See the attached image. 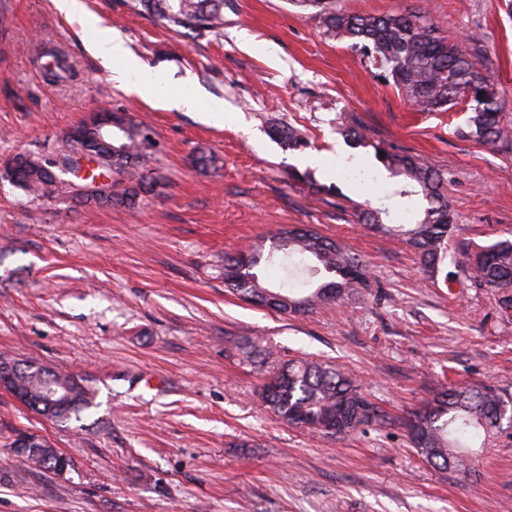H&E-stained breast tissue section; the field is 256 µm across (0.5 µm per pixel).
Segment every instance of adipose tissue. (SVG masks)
<instances>
[{
  "mask_svg": "<svg viewBox=\"0 0 512 512\" xmlns=\"http://www.w3.org/2000/svg\"><path fill=\"white\" fill-rule=\"evenodd\" d=\"M84 24L95 31L91 50L101 63L111 69L113 79L118 84L129 87L140 97L153 99L169 109L183 112L203 111L206 119L220 122L224 119V102L214 98L207 106H200L196 96L182 94L174 98L161 95L155 74L133 56L122 36L115 31L100 32L97 19L85 18Z\"/></svg>",
  "mask_w": 512,
  "mask_h": 512,
  "instance_id": "1",
  "label": "adipose tissue"
}]
</instances>
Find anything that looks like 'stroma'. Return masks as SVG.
<instances>
[{"label": "stroma", "instance_id": "stroma-1", "mask_svg": "<svg viewBox=\"0 0 512 512\" xmlns=\"http://www.w3.org/2000/svg\"><path fill=\"white\" fill-rule=\"evenodd\" d=\"M118 31L164 91L223 99V123L161 108L112 80L80 17L54 0H0V162L55 158L92 112L120 108L154 131L155 187L135 207L81 199V181L37 198L0 178V357L73 374L95 392L80 421L57 425L0 389V512H512V428L490 438L471 475L430 466L399 417L451 384L512 395V313L474 267L471 243L512 239V153L462 136L471 112H420L368 64L352 39L326 31L289 0H224L220 35L195 37L129 10L81 0ZM339 9L429 15L440 35L476 50L512 125V0H336ZM479 45H472V37ZM63 51L61 81L44 54ZM305 144L274 140L273 126ZM361 133L351 139L350 131ZM438 170L456 217L437 275L403 237L367 228L416 222L420 197L395 196L376 148ZM325 189L288 177L307 155ZM353 158L375 184L344 178ZM311 227L368 266L338 303L288 316L224 286V257L272 233ZM279 362L338 366L396 416L395 424L330 437L261 407ZM46 438L73 462L31 468L17 435Z\"/></svg>", "mask_w": 512, "mask_h": 512}]
</instances>
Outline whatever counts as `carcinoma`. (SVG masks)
<instances>
[{"label": "carcinoma", "instance_id": "1", "mask_svg": "<svg viewBox=\"0 0 512 512\" xmlns=\"http://www.w3.org/2000/svg\"><path fill=\"white\" fill-rule=\"evenodd\" d=\"M302 8H316L327 30L343 32L357 41L368 63L391 76L393 84L422 112H446L461 100L471 104L464 135L491 149L511 152L512 131L504 124L498 91L483 72L474 54L437 35L429 17L420 11H394L384 14L350 13L336 8L334 0H291ZM131 10L168 27L188 29L197 36L217 34L224 28V0H128ZM48 74L58 80L68 72L66 59L51 56ZM112 119L120 124L119 146L123 153L114 156L108 150L89 143L99 156L101 168L119 175L113 181L112 194L102 204L119 202L135 205L138 192L124 179H132L148 168L151 155L144 146L145 133L151 128L134 121L121 109L112 110ZM380 161L390 175L399 179V197L421 196L426 206L412 227L393 228L382 223L380 211H367L361 220L372 230L397 233L415 249L422 269L435 273L441 262L453 224V213L445 193L444 181L435 169L412 156L381 151ZM6 177L21 189L38 197H50L62 189V181L51 165L30 155L17 154L5 168ZM309 257L314 264L302 267L304 282L323 275L331 280L320 284L332 289L331 296L313 293L304 298V315L317 307L343 299L346 290L367 281V267L341 244L312 229L294 228L271 237L268 252L254 251L255 266L273 262L277 253ZM461 263L474 265L484 284L497 292L502 310L512 308V241L501 240L479 250L465 251ZM241 258L224 257V283L241 299L262 307L266 293L280 295L278 310L294 313L293 303L300 299L294 288H273L262 281L257 271L248 278ZM58 374L72 382L71 406L53 418L60 424L80 419L93 403L92 391L63 371ZM258 397L277 417L293 424L301 418L319 425L327 436H344L369 428H382L391 417L360 386L336 367L319 362L290 363L269 371L259 388ZM512 422V401L491 386L449 388L436 393L422 407L410 412L401 423L418 455L429 464L450 472L470 471V464L485 447L481 438L489 437L503 422ZM72 466L65 455L48 459L31 457L28 463L53 472L59 463Z\"/></svg>", "mask_w": 512, "mask_h": 512}]
</instances>
